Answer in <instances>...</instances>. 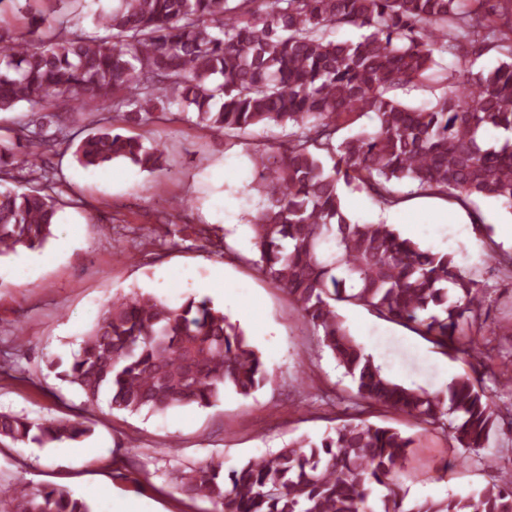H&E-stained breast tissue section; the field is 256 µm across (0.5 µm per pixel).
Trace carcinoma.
Returning a JSON list of instances; mask_svg holds the SVG:
<instances>
[{"label":"carcinoma","instance_id":"carcinoma-1","mask_svg":"<svg viewBox=\"0 0 512 512\" xmlns=\"http://www.w3.org/2000/svg\"><path fill=\"white\" fill-rule=\"evenodd\" d=\"M14 3L20 25H0V112L24 104L31 118L0 128V257L43 247L65 205L60 178L41 174L21 193L4 187L15 166L34 168L65 145L85 169L126 161L161 173L164 150L124 125L163 119L175 105L227 137L288 128L287 140L250 154L261 197L250 219L253 264L350 378L358 415L228 471L219 461L177 470L173 485L212 512H512V470L466 497L403 509L399 475L416 439L361 413L402 411L476 454L512 429V409L493 403L478 369L483 351L460 331L479 316L482 283L454 254L424 250L391 224L351 221L340 192L357 183L392 208L396 187L408 184L512 212V0H113L93 13L96 33L82 25L83 0ZM341 27L365 34L332 39ZM438 52L452 65L435 70ZM489 52L504 61L474 69ZM438 76L433 107L401 100ZM93 112L108 116L91 128L69 120ZM368 114L371 126L340 136ZM489 128L507 137L491 143ZM345 306L415 330L471 373L445 393L393 382L344 326ZM60 379L87 410L105 394L129 413L209 407L273 382L261 352L210 299L173 308L141 293L112 300ZM92 433L84 413L38 424L0 412V447ZM0 512L92 510L62 488L15 486L0 489Z\"/></svg>","mask_w":512,"mask_h":512}]
</instances>
